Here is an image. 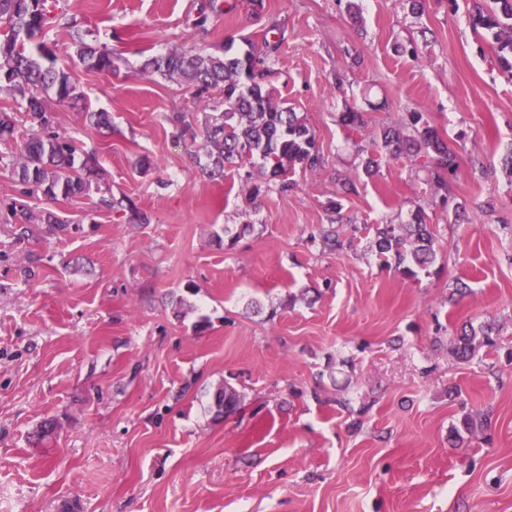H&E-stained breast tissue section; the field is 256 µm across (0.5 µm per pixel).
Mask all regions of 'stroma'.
<instances>
[{
	"label": "stroma",
	"mask_w": 512,
	"mask_h": 512,
	"mask_svg": "<svg viewBox=\"0 0 512 512\" xmlns=\"http://www.w3.org/2000/svg\"><path fill=\"white\" fill-rule=\"evenodd\" d=\"M226 2L200 27L197 0H60L121 63L86 71L70 29L48 34L112 114L98 130L80 105L48 102L105 177L53 205L66 233L19 239L21 142L0 141V512H512V81L446 0L421 15L362 0L355 21L341 0ZM247 37L279 40L277 95L324 160L286 196L251 199L232 168L203 178L190 90L141 69ZM365 98L392 109L348 139L339 114ZM412 110L454 139L468 223L449 222L408 160L370 179L358 166L359 143ZM340 172L358 192L341 200L350 245L334 253L318 235ZM419 206L437 259L407 278L382 265L373 228ZM228 224L251 230L231 242ZM466 323L492 324L496 343L462 360ZM225 386L239 395L229 416L214 405ZM466 413L479 426L459 441Z\"/></svg>",
	"instance_id": "1"
}]
</instances>
